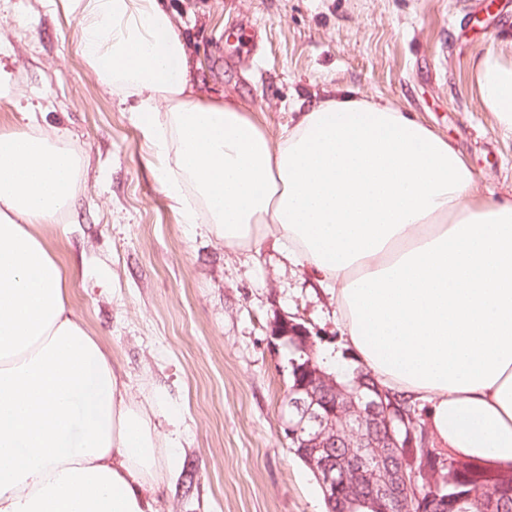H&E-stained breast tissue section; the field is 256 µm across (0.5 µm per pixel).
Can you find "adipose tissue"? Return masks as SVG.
<instances>
[{
    "mask_svg": "<svg viewBox=\"0 0 512 512\" xmlns=\"http://www.w3.org/2000/svg\"><path fill=\"white\" fill-rule=\"evenodd\" d=\"M61 4L100 83L132 100L182 223L207 216L232 248L274 239L443 444L512 461V201L475 202L455 148L391 100L337 89L274 141L234 100L194 94L160 0ZM473 77L512 131V59L485 54ZM26 119L0 136V512H156L160 435L36 231L72 207L79 160Z\"/></svg>",
    "mask_w": 512,
    "mask_h": 512,
    "instance_id": "obj_1",
    "label": "adipose tissue"
}]
</instances>
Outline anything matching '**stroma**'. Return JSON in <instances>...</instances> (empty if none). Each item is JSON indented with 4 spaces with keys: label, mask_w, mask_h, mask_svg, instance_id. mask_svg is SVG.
I'll return each mask as SVG.
<instances>
[{
    "label": "stroma",
    "mask_w": 512,
    "mask_h": 512,
    "mask_svg": "<svg viewBox=\"0 0 512 512\" xmlns=\"http://www.w3.org/2000/svg\"><path fill=\"white\" fill-rule=\"evenodd\" d=\"M204 99L231 97L271 139L297 101L350 87L393 100L451 142L478 199H512V133L487 112L472 64L512 58V0H164ZM0 134L32 109L81 162L75 206L45 226L75 316L117 359L177 469L158 512H327L282 429L294 318L314 357L344 348L335 296L273 243L226 247L182 223L162 192L144 129L105 93L80 26L50 0H0Z\"/></svg>",
    "instance_id": "obj_1"
}]
</instances>
